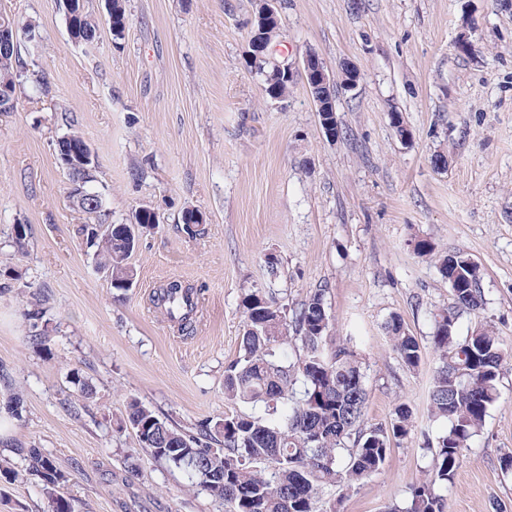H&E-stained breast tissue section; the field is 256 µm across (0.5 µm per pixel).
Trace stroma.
Masks as SVG:
<instances>
[{"label":"stroma","mask_w":512,"mask_h":512,"mask_svg":"<svg viewBox=\"0 0 512 512\" xmlns=\"http://www.w3.org/2000/svg\"><path fill=\"white\" fill-rule=\"evenodd\" d=\"M262 0H125V37L101 29L73 43L62 0H0L40 38L22 42L33 63L14 111L0 112V271L19 273L0 292V512H47L41 480L23 449L65 473L78 512H225L185 474L150 459L125 422L137 399L183 427L243 412L224 397V369L240 353V298L262 288L296 307L322 288L337 337L354 335L365 367V423L389 426L409 402L416 432L393 444L370 480L341 491V512H383L402 503L430 462L424 436L436 363L432 314L452 292L414 237L461 252L483 270L485 306L460 334L493 326L512 347V0H275L280 32L271 61L293 68L285 102L271 100L246 64ZM466 40L471 52L457 50ZM315 53L335 80L342 135L327 139L304 70ZM45 76L50 95L36 82ZM401 113L409 140L390 117ZM80 131L98 161L113 223L153 205L160 224L142 231L130 258L136 283L114 294L77 234L83 216L68 197L54 143ZM445 153L448 165L432 157ZM145 170L142 181L128 177ZM205 233L184 235V209ZM30 229L28 254L10 245ZM280 261L270 278L266 257ZM201 286L196 327L178 331L149 301L165 281ZM44 293L50 335L28 339L30 292ZM398 315L423 347L404 367L384 330ZM79 372L93 387L81 397ZM21 400L20 418L4 403ZM512 370L448 484L446 512H512Z\"/></svg>","instance_id":"1"}]
</instances>
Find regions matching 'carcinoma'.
<instances>
[{
  "instance_id": "cac0c4a2",
  "label": "carcinoma",
  "mask_w": 512,
  "mask_h": 512,
  "mask_svg": "<svg viewBox=\"0 0 512 512\" xmlns=\"http://www.w3.org/2000/svg\"><path fill=\"white\" fill-rule=\"evenodd\" d=\"M112 14L98 19L83 9L71 20L72 34L85 43L95 41L99 26L107 25L114 39L126 28L124 0H112ZM280 30L278 16L267 18L253 38L250 69L263 77L267 95L274 100L288 96L289 83L267 66L264 44ZM20 43L0 49V85L20 92L27 63L19 56ZM84 180L96 193L94 202L81 208L89 222L78 228L87 253L100 268L110 271V288L124 294L136 272L129 259L136 247L131 224L108 220L104 194L97 187V172H75L69 180ZM199 212L187 208L181 232L191 238L205 233ZM12 243L18 255L28 247V225L14 226ZM414 252L433 257L448 281L453 302L433 313L431 345L436 353L428 415L447 423L435 442L424 436L431 454L429 469L412 486L405 503L386 512H445L440 493L463 459V452L481 432L489 409L498 397L508 353L496 331L485 324L466 335L458 333L463 314L477 315L484 306L483 271L461 252L438 254L434 243L416 237ZM200 289L173 279L152 296L153 304L181 331L194 330ZM26 313L31 339L45 342L50 319L36 295ZM244 329L240 354L224 370V397L230 401L261 405L259 415L240 413L205 425L197 432L161 419L151 408L132 400L127 423L140 446L153 459L182 470L188 482L224 502L225 512H336V503L323 493L349 488L377 474L385 464L391 442L414 431L413 408L400 403L394 409L391 431L364 425L365 372L357 341H338L331 334L332 317L325 290L318 289L293 313L266 291L256 288L241 299ZM391 347L402 364L418 370L423 350L404 321L393 315L385 323ZM28 467L42 481L50 512H75L63 493L66 476L54 461L35 448L27 452Z\"/></svg>"
}]
</instances>
